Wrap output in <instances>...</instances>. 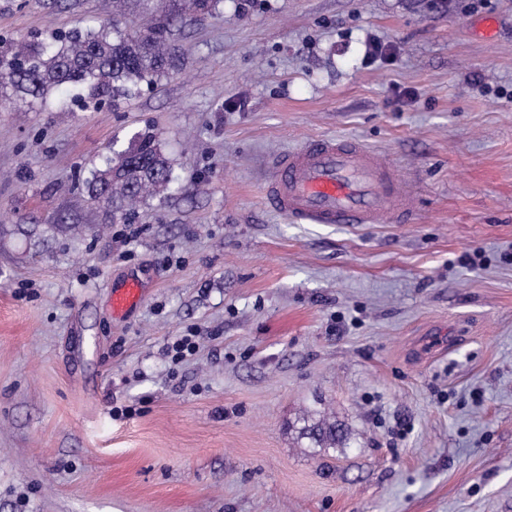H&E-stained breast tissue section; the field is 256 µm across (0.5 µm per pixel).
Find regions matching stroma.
<instances>
[{
	"label": "stroma",
	"instance_id": "obj_1",
	"mask_svg": "<svg viewBox=\"0 0 512 512\" xmlns=\"http://www.w3.org/2000/svg\"><path fill=\"white\" fill-rule=\"evenodd\" d=\"M103 3L0 0V36ZM173 30L120 111L0 110V512H512V0H221ZM148 125L177 190L113 223L81 180ZM318 137L387 155L412 223L271 210ZM310 410L346 447L297 443ZM142 294L143 288L135 279L128 280L122 288H114L112 291L113 313L125 314L139 303Z\"/></svg>",
	"mask_w": 512,
	"mask_h": 512
}]
</instances>
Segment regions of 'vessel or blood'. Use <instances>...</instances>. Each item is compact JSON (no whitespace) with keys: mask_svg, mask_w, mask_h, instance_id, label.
Here are the masks:
<instances>
[{"mask_svg":"<svg viewBox=\"0 0 512 512\" xmlns=\"http://www.w3.org/2000/svg\"><path fill=\"white\" fill-rule=\"evenodd\" d=\"M265 198L299 224H406L413 216L394 164L352 139H314L282 154L272 165ZM142 294L134 279L113 289V313H126Z\"/></svg>","mask_w":512,"mask_h":512,"instance_id":"1","label":"vessel or blood"}]
</instances>
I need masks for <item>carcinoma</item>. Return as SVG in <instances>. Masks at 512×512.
<instances>
[{
  "label": "carcinoma",
  "mask_w": 512,
  "mask_h": 512,
  "mask_svg": "<svg viewBox=\"0 0 512 512\" xmlns=\"http://www.w3.org/2000/svg\"><path fill=\"white\" fill-rule=\"evenodd\" d=\"M220 0H156L163 21L143 37L126 25L127 0H111L109 17L96 28L52 31L18 45L0 37V106L27 100L46 110L49 94L67 90L85 106L103 105L116 111L152 87L175 68L177 46L171 22L186 15L204 16ZM90 196L112 211V222L130 224L138 206L174 189L171 164L160 135L147 126L129 138L127 146H110L103 165L83 180ZM299 434L318 448L344 446V427L327 418L303 419Z\"/></svg>",
  "instance_id": "carcinoma-1"
}]
</instances>
